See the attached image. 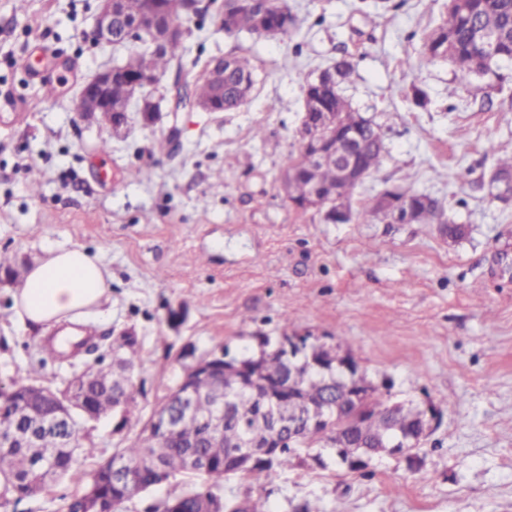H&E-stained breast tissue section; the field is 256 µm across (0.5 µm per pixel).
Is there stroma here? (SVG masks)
<instances>
[{
    "instance_id": "stroma-1",
    "label": "stroma",
    "mask_w": 512,
    "mask_h": 512,
    "mask_svg": "<svg viewBox=\"0 0 512 512\" xmlns=\"http://www.w3.org/2000/svg\"><path fill=\"white\" fill-rule=\"evenodd\" d=\"M288 0L287 34H224L191 19L182 76L211 59L252 57L256 86L233 112H128L119 132L80 116L79 92L100 70L142 51L92 39L99 0H0V97L17 118L0 128V384L41 363L56 387L133 340L135 403L90 422L95 445L72 472L7 512H54L79 493L95 461L133 442L182 377L185 355L258 351L262 336H305L357 360L391 398L447 401L413 459H375L369 475L304 461L271 484L235 476V498L271 512H512V199L490 182L512 155V66L503 80L457 84L452 64L426 61L424 43L446 0ZM50 49L46 96L29 75L35 45ZM353 72L341 94L382 130V163L349 193L352 218L290 207L280 175L299 152L302 87L336 59ZM440 200L465 235L437 224L363 216L393 189ZM81 246L112 273L110 297L78 325L82 348L41 349L58 326L24 327L14 296L48 248Z\"/></svg>"
}]
</instances>
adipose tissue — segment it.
I'll list each match as a JSON object with an SVG mask.
<instances>
[{
    "label": "adipose tissue",
    "mask_w": 512,
    "mask_h": 512,
    "mask_svg": "<svg viewBox=\"0 0 512 512\" xmlns=\"http://www.w3.org/2000/svg\"><path fill=\"white\" fill-rule=\"evenodd\" d=\"M111 288L112 274L98 256L81 247L61 246L31 267L14 309L21 323L44 327L93 311Z\"/></svg>",
    "instance_id": "1"
}]
</instances>
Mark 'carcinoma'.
Here are the masks:
<instances>
[{"label": "carcinoma", "instance_id": "1", "mask_svg": "<svg viewBox=\"0 0 512 512\" xmlns=\"http://www.w3.org/2000/svg\"><path fill=\"white\" fill-rule=\"evenodd\" d=\"M468 16H463L452 4L447 8V19L434 31L425 44V57L429 61L448 59L456 69V77L461 84L468 83L474 76L494 74L492 64H512V0H468ZM152 11L153 19L147 24L148 32L139 35L136 41L145 46L143 53L130 57L127 63L118 66L130 80H136L146 74L160 85L170 65L181 58L186 38L167 41L161 45L155 43L152 30H161L169 23L181 24V17L204 15L207 9L196 5L177 14L170 13L168 4L163 0H123V11L127 19L133 21L142 17L146 11ZM288 0H224V23L219 29L232 35L243 29L258 36L263 28H279L288 33L293 20ZM495 32L498 43L492 47L484 46L482 35ZM496 62H491V59ZM256 67L246 54L229 53L217 60L213 72L224 75V85L203 78L196 85L194 96L200 101H211L217 97L219 88H224L225 112H232L243 106L252 96L256 85ZM352 72V65L341 59L335 65L322 72L317 78L303 86V103L308 112L317 115L331 112L343 131L359 129L365 136V146L360 158V166L369 176L381 163L385 145L382 135L377 133L375 125L357 112L351 103L338 91L336 84L346 80ZM289 169L293 176L288 179V201L297 210L314 184L324 187L329 193L324 203L328 210L336 209L338 190L344 186L339 175V162L329 158L315 166H309L305 155L300 153L291 158ZM493 181L499 192L512 193V156L498 160ZM404 204L413 210L414 224H442L443 233L448 240L455 242L463 235L460 224L444 223V209L440 202L428 194L410 190H399ZM319 354L304 355L299 369L288 372V358L279 354H269L258 367L260 378L271 383H290L288 395L305 401L319 403L338 399L336 388L329 382L353 384L351 376L341 366H335L331 377L318 369L313 361ZM135 352L118 363V368L99 367L88 390L87 399L99 414L112 411L116 403L115 394L124 396L130 403L135 400L136 387L133 380ZM197 394L195 417L180 419L176 429L169 434H158L144 429L140 437L132 444L119 449L112 455L113 460L122 463L132 475V481L124 489L112 486L97 466L91 478L100 483L102 496L112 502L127 504L148 488L160 484L157 469L166 473V478L185 475L198 478V481L183 486L179 493L166 498L161 504L152 506L147 512H173V504L180 505L178 512L190 508L201 497L217 500L222 512H264L257 504L239 502L224 496V480L232 476L250 478L261 484L273 482L280 475L293 468L303 449L329 448L335 441L332 434L348 432L356 425L351 410H342L330 418L329 427L315 432L304 433L292 442L285 441L275 456L247 469L237 470L230 465L234 456L241 452L240 444L251 436L256 425L266 419L260 401L249 396L224 393L223 420L224 437L210 436L203 421L212 418L217 409L216 389L207 379L195 383ZM54 391L49 386L35 383L34 372L25 377L11 380L8 391L0 398L5 407L4 416L17 424L19 437L8 447L0 446V508L7 509L12 498L26 497L28 484L39 479L47 487L52 482L64 478L72 470L76 456L84 453L94 455V443L86 444L81 440L79 431L67 421L48 424L38 422L28 410L29 403H48ZM388 395L375 389L369 394L365 407L370 418L366 427L371 438L383 433L389 434L392 445L405 448L406 455L421 449V444L404 447V441L413 433L415 420L412 411L394 414L389 417V425L384 427L378 418L387 415ZM205 460L196 469L187 466L186 452L189 448ZM52 452L54 467L43 473L36 468L46 452Z\"/></svg>", "mask_w": 512, "mask_h": 512}]
</instances>
